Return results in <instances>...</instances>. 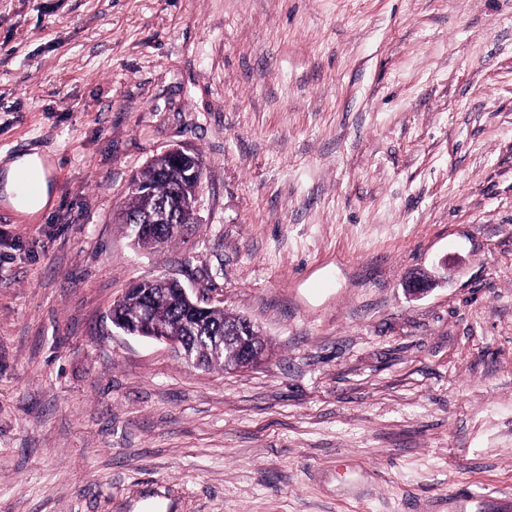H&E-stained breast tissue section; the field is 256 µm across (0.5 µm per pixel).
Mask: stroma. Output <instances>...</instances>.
Wrapping results in <instances>:
<instances>
[{
  "label": "stroma",
  "mask_w": 512,
  "mask_h": 512,
  "mask_svg": "<svg viewBox=\"0 0 512 512\" xmlns=\"http://www.w3.org/2000/svg\"><path fill=\"white\" fill-rule=\"evenodd\" d=\"M202 157L133 246L130 183ZM0 512H498L512 492V0H0ZM435 285L413 298L407 279ZM174 278L269 355L113 328ZM2 182L3 195L5 201L16 210L26 212H38L43 209L49 200L52 189L49 180L52 171L51 162L41 157L39 154H23L8 158L2 157ZM32 171L38 175V182L28 174L23 173L20 176V185L22 191L27 195H34L30 198H23L18 192L17 177L21 172Z\"/></svg>",
  "instance_id": "stroma-1"
}]
</instances>
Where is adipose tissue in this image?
<instances>
[{
	"label": "adipose tissue",
	"instance_id": "1",
	"mask_svg": "<svg viewBox=\"0 0 512 512\" xmlns=\"http://www.w3.org/2000/svg\"><path fill=\"white\" fill-rule=\"evenodd\" d=\"M26 171L35 172L39 178V190L30 198L21 197L18 192L17 177ZM51 171L50 161L36 153L4 158L0 161V196L15 209L26 212L40 211L49 200Z\"/></svg>",
	"mask_w": 512,
	"mask_h": 512
}]
</instances>
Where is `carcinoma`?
I'll return each instance as SVG.
<instances>
[{"label":"carcinoma","mask_w":512,"mask_h":512,"mask_svg":"<svg viewBox=\"0 0 512 512\" xmlns=\"http://www.w3.org/2000/svg\"><path fill=\"white\" fill-rule=\"evenodd\" d=\"M138 180L139 187L131 189L128 213H139L149 198L179 205L178 186L156 167L148 166L138 176ZM174 238V234L164 231L150 237H136L134 243L141 248L158 249L172 242ZM152 297L155 298L152 319L160 324L168 335L187 341L193 348V354L199 358L201 366L223 370L238 362V355L233 350L226 351L221 357L208 353L209 345L204 341V337L218 336L225 328L243 323L245 318L226 313L220 308H214L199 317L193 311V307L177 293V288L163 279L145 281L139 293H127L122 296L113 304L110 315L132 316L138 311L142 299Z\"/></svg>","instance_id":"obj_1"}]
</instances>
